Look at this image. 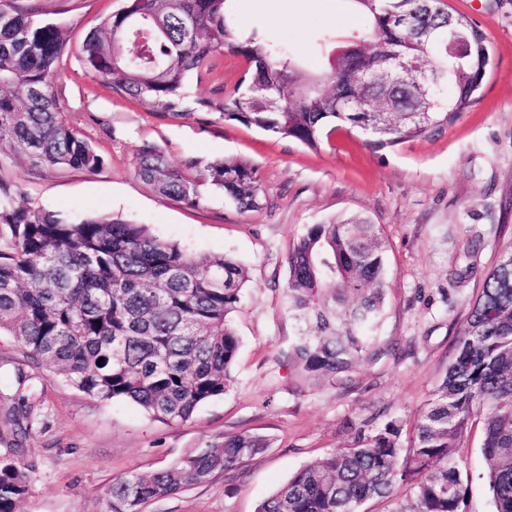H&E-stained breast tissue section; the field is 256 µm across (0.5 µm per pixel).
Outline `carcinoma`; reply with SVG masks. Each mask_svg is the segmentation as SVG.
<instances>
[{"instance_id":"cac0c4a2","label":"carcinoma","mask_w":512,"mask_h":512,"mask_svg":"<svg viewBox=\"0 0 512 512\" xmlns=\"http://www.w3.org/2000/svg\"><path fill=\"white\" fill-rule=\"evenodd\" d=\"M230 2L124 0L85 37L86 74L149 111L181 116L190 78L229 53L244 58L250 82L224 99L219 118L310 148L342 128L383 147L452 123L477 101L492 66L486 35L444 0H351L369 19L373 42H345L320 74L230 25ZM185 15L197 20L190 37ZM450 22L473 43L459 62L448 60ZM66 43L63 26L0 0V148L94 172L103 158L53 92ZM134 169L159 194L191 205L204 185L242 212L261 205L258 169L245 160L174 166L146 146ZM385 248L380 227L362 216L313 224L289 248L284 298L297 335L288 358L313 378L342 383L369 354L385 305ZM246 281L236 259L190 254L140 224L75 221L0 197V334L90 398L133 402L179 424L224 395L239 349L232 316ZM476 423L493 512H512V242L459 323L454 356L409 448L391 421L299 469L257 512H359L400 484L410 491L403 512H463L461 448ZM269 446L265 436L235 433L151 475L118 478L107 490L108 512H143L218 474L232 479ZM24 452L17 443L0 453V512H20L29 492Z\"/></svg>"}]
</instances>
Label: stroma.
<instances>
[{
  "mask_svg": "<svg viewBox=\"0 0 512 512\" xmlns=\"http://www.w3.org/2000/svg\"><path fill=\"white\" fill-rule=\"evenodd\" d=\"M486 34L494 57L480 98L427 138L370 147L358 131H339L320 149L227 123L216 109L250 74L243 58L220 54L214 71L190 82V100L214 110L173 117L149 112L86 76V34L123 0H16L36 18L64 26L68 43L54 84L61 104L103 157L95 172L32 165L0 150V183L14 204L69 219L104 216L142 224L196 255L236 258L248 282L232 322L239 338L234 381L187 422L153 419L130 402H98L56 375L40 374L24 461L31 486L20 512H106L112 481L149 475L228 434L267 436L270 448L227 481L148 503L144 512H256L300 468L353 444L388 422L408 441L454 352L459 322L484 277L512 241V0H447ZM233 24L284 47L308 71L326 67L336 47L367 34L369 22L348 0H234ZM146 145L172 164L240 158L259 170L262 206L240 212L205 191L198 206L158 194L134 171ZM350 215L381 225L388 242L381 353L365 357L351 383L312 380L288 361L295 329L284 304L286 256L309 225ZM23 350L0 336V452L15 437L5 421ZM480 426L464 450L467 512H493L480 475Z\"/></svg>",
  "mask_w": 512,
  "mask_h": 512,
  "instance_id": "obj_1",
  "label": "stroma"
}]
</instances>
